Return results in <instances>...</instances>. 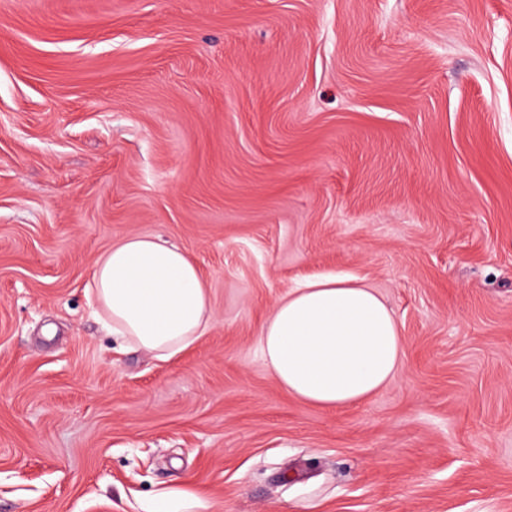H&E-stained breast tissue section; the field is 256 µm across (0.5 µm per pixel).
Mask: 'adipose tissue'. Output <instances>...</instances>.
<instances>
[{"mask_svg": "<svg viewBox=\"0 0 512 512\" xmlns=\"http://www.w3.org/2000/svg\"><path fill=\"white\" fill-rule=\"evenodd\" d=\"M89 292L113 334L163 361L213 322L210 288L198 265L149 236L125 237L97 256ZM260 344L280 388L321 408L373 397L405 355L401 328L383 298L336 275L290 289L268 316Z\"/></svg>", "mask_w": 512, "mask_h": 512, "instance_id": "obj_1", "label": "adipose tissue"}]
</instances>
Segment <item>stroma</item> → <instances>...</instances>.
<instances>
[{
  "label": "stroma",
  "mask_w": 512,
  "mask_h": 512,
  "mask_svg": "<svg viewBox=\"0 0 512 512\" xmlns=\"http://www.w3.org/2000/svg\"><path fill=\"white\" fill-rule=\"evenodd\" d=\"M177 246L213 324L122 347L92 264ZM405 340L351 407L285 394L304 279ZM512 512V0H0V512ZM204 507L199 497L180 491L158 500L148 512H194Z\"/></svg>",
  "instance_id": "35a3bbf8"
}]
</instances>
